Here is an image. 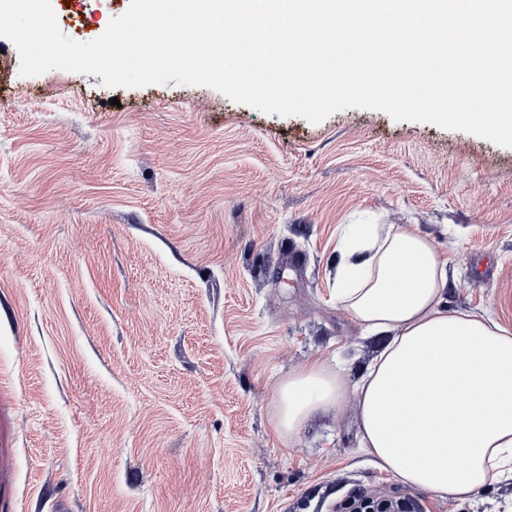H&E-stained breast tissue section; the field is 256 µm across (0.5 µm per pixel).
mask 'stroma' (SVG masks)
I'll use <instances>...</instances> for the list:
<instances>
[{"label":"stroma","instance_id":"obj_1","mask_svg":"<svg viewBox=\"0 0 512 512\" xmlns=\"http://www.w3.org/2000/svg\"><path fill=\"white\" fill-rule=\"evenodd\" d=\"M130 0H79L99 37ZM351 224L449 260V312L512 330V148L384 112L311 124L203 86L23 77L0 37V512H512V479L443 501L360 443L384 337L337 303ZM348 393L293 439L275 389L314 359Z\"/></svg>","mask_w":512,"mask_h":512}]
</instances>
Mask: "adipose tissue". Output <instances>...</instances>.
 Returning <instances> with one entry per match:
<instances>
[{
	"label": "adipose tissue",
	"mask_w": 512,
	"mask_h": 512,
	"mask_svg": "<svg viewBox=\"0 0 512 512\" xmlns=\"http://www.w3.org/2000/svg\"><path fill=\"white\" fill-rule=\"evenodd\" d=\"M336 299L391 341L355 391L362 446L400 483L458 500L512 473V331L488 311L451 313L448 260L398 224H356L340 244ZM346 387L315 361L276 387L275 428L296 437Z\"/></svg>",
	"instance_id": "adipose-tissue-1"
}]
</instances>
